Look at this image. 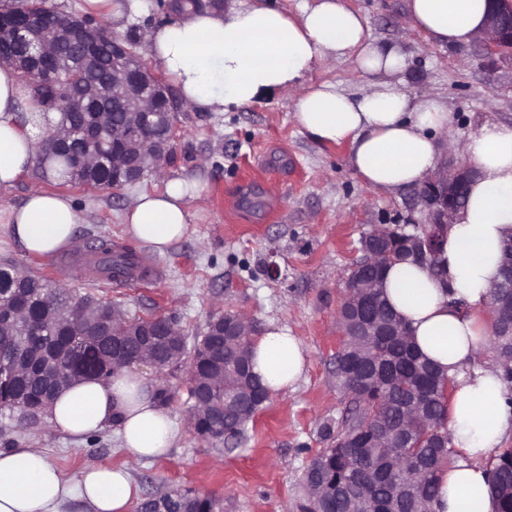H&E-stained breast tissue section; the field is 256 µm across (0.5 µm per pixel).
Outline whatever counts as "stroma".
Segmentation results:
<instances>
[{
	"label": "stroma",
	"mask_w": 512,
	"mask_h": 512,
	"mask_svg": "<svg viewBox=\"0 0 512 512\" xmlns=\"http://www.w3.org/2000/svg\"><path fill=\"white\" fill-rule=\"evenodd\" d=\"M359 11L374 38L396 42L407 58L409 89L440 95L452 112V139L465 143L487 122L512 124V68L481 67L475 45L433 46L406 16V0H344ZM290 94L265 97L228 112L184 108L182 137L163 176L112 190L59 187L87 212L76 247L38 259L27 255L0 222V266L24 267L81 293L122 302L136 315L174 316L188 338L202 336L212 316L249 314L258 329L288 326L303 343L307 367L294 389L271 395L244 438L227 448L196 437L186 421L187 373L174 370L167 405L179 438L162 458L131 461L114 428L75 441L47 421L0 415V449L37 444L66 477L91 465L128 466L141 495L192 488L224 501V512H287L302 492V473L326 445L323 423L341 420L345 399L336 386L337 310L360 241L380 224H420L413 189L379 191L348 165V144L326 145L302 134ZM198 175L211 202L191 218L189 236L158 253L130 239L123 216L136 192L163 178ZM102 237L160 268L118 288L78 278L68 258L83 257Z\"/></svg>",
	"instance_id": "stroma-1"
}]
</instances>
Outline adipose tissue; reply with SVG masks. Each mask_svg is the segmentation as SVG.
Instances as JSON below:
<instances>
[{
  "label": "adipose tissue",
  "mask_w": 512,
  "mask_h": 512,
  "mask_svg": "<svg viewBox=\"0 0 512 512\" xmlns=\"http://www.w3.org/2000/svg\"><path fill=\"white\" fill-rule=\"evenodd\" d=\"M489 0H407L409 21L438 47L466 45L483 35ZM144 53L200 112L244 109L288 92L293 119L311 140L348 144V163L370 187L396 191L421 184L439 168L452 116L433 93L408 89L406 59L391 42L373 39L365 18L341 0H308L297 14L277 0H226L224 6L185 10L147 28ZM351 61L364 85L310 82L330 63ZM48 118L19 72L0 62V194L37 167L38 136ZM475 171L466 202L445 236L435 263L447 283L411 263L389 267L380 291L410 329L418 353L453 379L448 430L459 455L439 474L432 512H496L486 461L512 434V385L497 361H479L490 344L482 314L500 278L502 247L512 237V126L485 123L464 146ZM210 202L205 182L165 180L138 193L125 212L126 234L162 252L189 230L192 210ZM15 239L34 256L75 243L86 213L72 198L32 188L5 207ZM253 371L270 392L294 387L306 366L301 343L273 326L254 339ZM153 382L132 365L108 379L85 378L64 387L46 409L56 430L84 440L116 426L129 455L142 460L172 448L178 428L153 399ZM139 488L128 469L94 465L66 479L33 445L0 451V512H61L71 499L92 512H130Z\"/></svg>",
  "instance_id": "obj_1"
}]
</instances>
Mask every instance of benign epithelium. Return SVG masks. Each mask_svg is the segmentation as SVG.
<instances>
[{
	"label": "benign epithelium",
	"instance_id": "7a95c632",
	"mask_svg": "<svg viewBox=\"0 0 512 512\" xmlns=\"http://www.w3.org/2000/svg\"><path fill=\"white\" fill-rule=\"evenodd\" d=\"M490 31L479 40L480 56L492 63H512V10L491 14ZM112 43V70L106 84H101L87 75L97 63L102 44ZM0 45H20V54L0 52V61L11 62L23 75L34 80L35 85H50L58 88L53 109L64 112H88L90 122L80 135L84 145L74 155L76 167L94 170L112 161V180L116 185L140 181L149 172L160 171L166 158L173 152L179 131L178 112L182 104L170 92L163 76L145 66L135 51V42L117 34L106 35L104 29L93 21L76 27L52 14L28 12L18 18L0 15ZM74 49L75 67L73 74L62 77L55 68L56 52L64 47ZM125 113L120 126H111V112ZM112 128V151L103 155L106 145L97 140V134ZM78 134L67 124L59 125L51 136L49 149H68ZM473 175L465 164L442 167L441 172L425 181L417 190V197L426 209L427 221L422 224L421 233H402L403 245L413 259L426 262L438 248L448 225L460 209V197ZM403 229L380 224L374 227L362 240L363 257L357 265L373 270L391 260L389 235ZM380 281L365 275L345 289L342 301L346 309L356 314L349 331L340 336H402L403 329L396 321L383 322L368 305L369 299L378 294ZM488 315L492 328L499 336L512 334V294L500 296L498 305L490 306ZM224 326V342L250 345L256 328L245 314L220 315L212 319L208 328ZM84 335L105 341L117 359L124 341L137 336L142 350L138 364L160 371L170 365L186 361L187 345L184 333L172 329L166 337L158 340L147 329H135L130 321L122 327L107 329L97 317L88 316ZM56 352L45 348L41 351L42 363L38 375L45 381L55 378L52 364ZM238 371L236 363L224 364L216 372L188 373L192 405L188 420L195 425L196 416L209 421L215 437H227L224 419L243 412L258 399L257 391L248 390L234 382ZM393 444L406 448L407 435L401 430L390 431L384 426L377 427L371 444Z\"/></svg>",
	"mask_w": 512,
	"mask_h": 512
}]
</instances>
